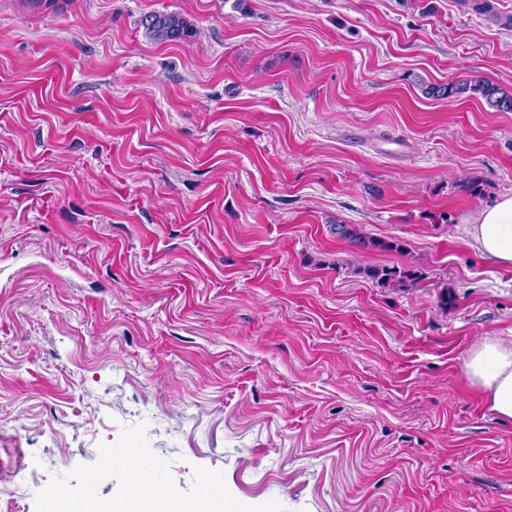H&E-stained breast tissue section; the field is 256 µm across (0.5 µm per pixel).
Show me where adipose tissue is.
Returning a JSON list of instances; mask_svg holds the SVG:
<instances>
[{"label": "adipose tissue", "mask_w": 512, "mask_h": 512, "mask_svg": "<svg viewBox=\"0 0 512 512\" xmlns=\"http://www.w3.org/2000/svg\"><path fill=\"white\" fill-rule=\"evenodd\" d=\"M463 233L483 259L512 268V195L465 219ZM465 373L481 389L491 412L501 421L512 422V342L479 341L469 352Z\"/></svg>", "instance_id": "obj_1"}]
</instances>
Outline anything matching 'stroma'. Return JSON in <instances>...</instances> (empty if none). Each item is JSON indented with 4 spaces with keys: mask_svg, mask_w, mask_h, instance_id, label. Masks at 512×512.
Listing matches in <instances>:
<instances>
[{
    "mask_svg": "<svg viewBox=\"0 0 512 512\" xmlns=\"http://www.w3.org/2000/svg\"><path fill=\"white\" fill-rule=\"evenodd\" d=\"M490 2L0 0V512L111 503L101 448L238 512H512L464 368L512 339V270L462 232L512 194V112L420 88L512 91ZM141 25L150 38L160 43L183 42L194 34L191 23L175 13L146 14ZM423 94L429 98H468L477 96L488 107L502 112L512 111V94L503 88L483 79H470L448 84H429L423 88ZM331 232L336 234L337 237L348 241L359 250L379 247L380 245V242L366 236V234L354 224H334L331 226ZM360 273L369 279L380 281L383 284L391 285L396 288L406 289L407 281H414L413 275L409 271L397 270L393 267H367L360 270Z\"/></svg>",
    "mask_w": 512,
    "mask_h": 512,
    "instance_id": "1",
    "label": "stroma"
}]
</instances>
